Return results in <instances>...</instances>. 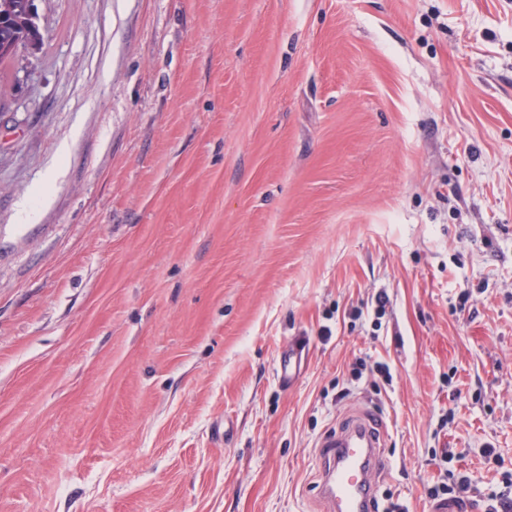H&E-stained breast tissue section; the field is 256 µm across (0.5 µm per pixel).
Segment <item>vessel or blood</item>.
<instances>
[{
    "label": "vessel or blood",
    "instance_id": "obj_1",
    "mask_svg": "<svg viewBox=\"0 0 512 512\" xmlns=\"http://www.w3.org/2000/svg\"><path fill=\"white\" fill-rule=\"evenodd\" d=\"M306 345L305 337H295L281 355L277 373L282 385L294 381ZM384 444L382 427L363 414L321 443L319 497L327 512H378L376 479L386 471Z\"/></svg>",
    "mask_w": 512,
    "mask_h": 512
}]
</instances>
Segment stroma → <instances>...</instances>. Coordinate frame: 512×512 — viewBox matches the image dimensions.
Wrapping results in <instances>:
<instances>
[{
	"label": "stroma",
	"mask_w": 512,
	"mask_h": 512,
	"mask_svg": "<svg viewBox=\"0 0 512 512\" xmlns=\"http://www.w3.org/2000/svg\"><path fill=\"white\" fill-rule=\"evenodd\" d=\"M35 4L0 64V512H323L362 412L405 512L435 451L512 469V0ZM306 345V338L297 336L293 339L291 344L288 345V350L281 355L277 373L279 381L283 386L288 387V385L294 381L297 371L300 368Z\"/></svg>",
	"instance_id": "35a3bbf8"
}]
</instances>
